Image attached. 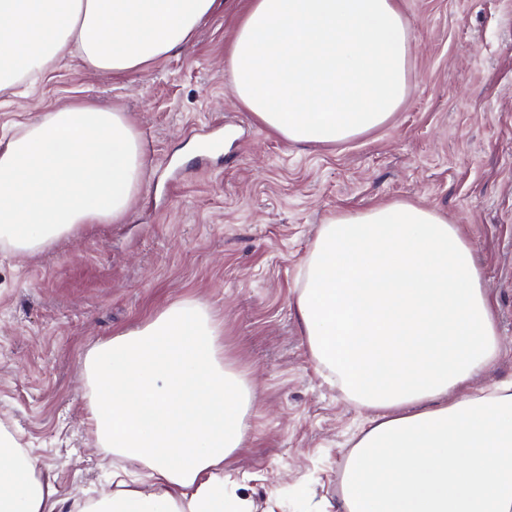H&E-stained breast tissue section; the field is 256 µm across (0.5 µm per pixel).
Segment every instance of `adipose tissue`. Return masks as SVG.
<instances>
[{
  "label": "adipose tissue",
  "mask_w": 512,
  "mask_h": 512,
  "mask_svg": "<svg viewBox=\"0 0 512 512\" xmlns=\"http://www.w3.org/2000/svg\"><path fill=\"white\" fill-rule=\"evenodd\" d=\"M215 0H0V96L66 58L121 75L188 45ZM413 34L397 0H249L228 52L235 97L286 143L329 145L385 124L408 91ZM148 157L126 113L71 104L0 149V244L43 250L126 219ZM316 366L373 411L339 476L340 512H512V383L470 382L502 355L474 249L405 200L336 213L293 301ZM195 299L88 350L97 445L145 470L81 512H253L227 494L257 403ZM49 478L0 431V512H60Z\"/></svg>",
  "instance_id": "ef3b65f1"
}]
</instances>
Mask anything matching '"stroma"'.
Returning a JSON list of instances; mask_svg holds the SVG:
<instances>
[{
  "label": "stroma",
  "mask_w": 512,
  "mask_h": 512,
  "mask_svg": "<svg viewBox=\"0 0 512 512\" xmlns=\"http://www.w3.org/2000/svg\"><path fill=\"white\" fill-rule=\"evenodd\" d=\"M241 4L217 0L189 45L123 76L67 59L0 97V147L89 102L127 113L148 154L125 222L81 225L32 255L0 245V427L71 510L114 489L88 421L87 351L192 298L258 392L249 445L225 463L234 491L256 512H338L348 442L371 414L318 371L292 295L342 210L406 200L461 226L505 349L472 387L512 381V0H399L413 30L405 102L324 147L287 144L234 97L225 58Z\"/></svg>",
  "instance_id": "1"
}]
</instances>
